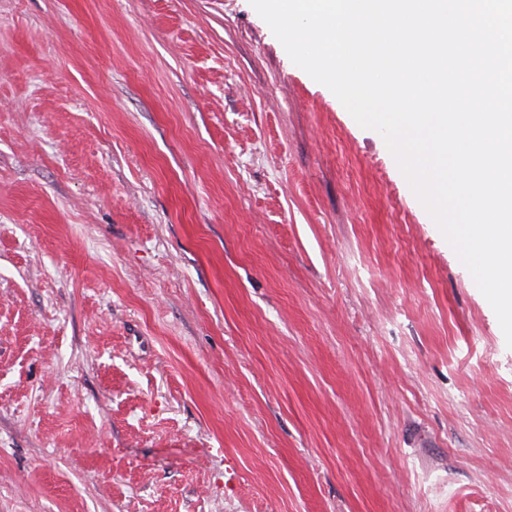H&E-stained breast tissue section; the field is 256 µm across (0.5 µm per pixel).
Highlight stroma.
I'll list each match as a JSON object with an SVG mask.
<instances>
[{
	"label": "stroma",
	"instance_id": "35a3bbf8",
	"mask_svg": "<svg viewBox=\"0 0 512 512\" xmlns=\"http://www.w3.org/2000/svg\"><path fill=\"white\" fill-rule=\"evenodd\" d=\"M0 512H512L493 309L249 0H0Z\"/></svg>",
	"mask_w": 512,
	"mask_h": 512
}]
</instances>
